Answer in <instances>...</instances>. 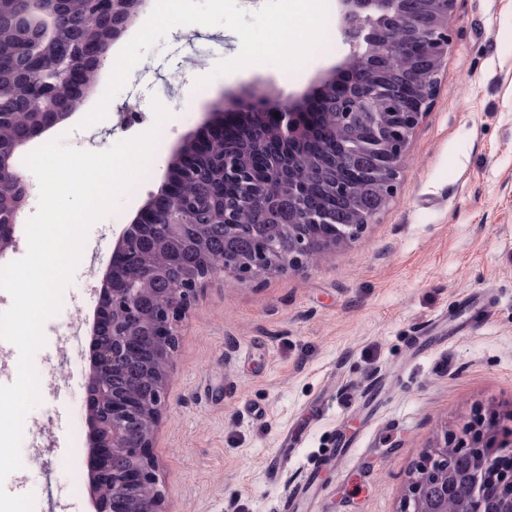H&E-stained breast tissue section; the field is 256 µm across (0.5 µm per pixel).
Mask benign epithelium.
Segmentation results:
<instances>
[{
  "mask_svg": "<svg viewBox=\"0 0 512 512\" xmlns=\"http://www.w3.org/2000/svg\"><path fill=\"white\" fill-rule=\"evenodd\" d=\"M102 18L97 27L82 29L64 47L66 106L55 104L61 90L31 80L30 96L53 104L49 112L33 113L31 132L15 138L0 150V256L13 247L17 217L28 192L11 160L36 137L71 117L90 90L87 70L99 71L112 41L117 39L138 14L145 0H88ZM455 0H338L340 30L350 46L348 58L324 75L315 97L321 106L316 113L318 127L332 120L335 133L350 128L358 116L368 115L378 125L379 135L368 150L354 157L359 164L374 168L379 184L376 202L368 207L355 200L351 191L336 185V195L348 202L350 219L309 202L308 191L296 183L282 184L292 199L295 216L284 224H271L253 234L263 250L239 254L234 247L240 225L223 212L227 254L220 272L231 274L244 284L266 275L302 269L324 252L336 250L360 238L363 229L393 197L409 137L426 112L438 89V74L448 55V21ZM396 22V42L376 36L378 22ZM17 17L0 18L20 31L19 52L26 73L34 74L43 61L31 42L30 23ZM393 49L405 55H420L413 66L394 78L372 69L374 59ZM413 103L405 113V124L391 131L386 120L390 107L407 92ZM238 109V125L253 127L263 140L252 152L256 169L267 167L272 148L297 143L313 128L309 102L288 98L272 112H252L250 98L229 101ZM212 146L185 138L173 150L160 192L138 209L112 244V256L101 279L99 301L90 329L91 357L87 412L90 425L89 496L94 512H166L159 489L158 465L148 448L158 427L166 401V379L178 348V322L195 298L197 289L215 275L205 268L184 281L168 285L167 270L153 254L176 238L178 225L167 215L171 201L181 190L176 172L192 171L207 159ZM222 179L214 197L224 206V190L243 186L246 161L238 154L224 152ZM148 349L161 361L158 379L144 388L136 363ZM463 437L427 454L411 477L401 512H457L453 507L460 483L469 486L464 512H512V469L502 468V458L512 457V442L496 438L493 424L474 420L462 428Z\"/></svg>",
  "mask_w": 512,
  "mask_h": 512,
  "instance_id": "benign-epithelium-1",
  "label": "benign epithelium"
}]
</instances>
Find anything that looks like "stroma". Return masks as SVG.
I'll use <instances>...</instances> for the list:
<instances>
[{"instance_id":"stroma-1","label":"stroma","mask_w":512,"mask_h":512,"mask_svg":"<svg viewBox=\"0 0 512 512\" xmlns=\"http://www.w3.org/2000/svg\"><path fill=\"white\" fill-rule=\"evenodd\" d=\"M436 95L413 131L388 206L362 236L314 265L246 285L220 274L180 326L151 455L168 512H281L337 437L352 454L323 468L308 512H401L409 480L444 437L480 417L512 429V0H455ZM325 40L296 72L269 65L214 75L238 55L222 25L170 30L133 69L105 120L79 123L107 73L51 130L67 146L105 151L170 117L149 178L90 229L63 310L93 318L112 235L164 180L172 147L203 129L223 99L262 87L301 97L350 47L328 0ZM210 81L196 88L202 76ZM490 306L483 323L457 320L463 299ZM90 340L40 348V402L28 414L23 467L5 483L35 496V512H93L88 494L86 381ZM294 454L278 478L266 462L284 440Z\"/></svg>"}]
</instances>
